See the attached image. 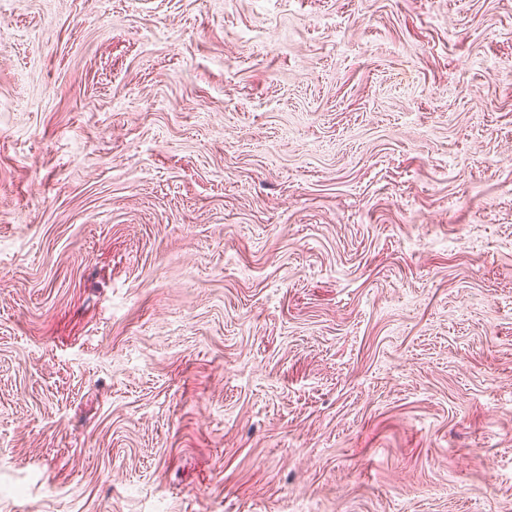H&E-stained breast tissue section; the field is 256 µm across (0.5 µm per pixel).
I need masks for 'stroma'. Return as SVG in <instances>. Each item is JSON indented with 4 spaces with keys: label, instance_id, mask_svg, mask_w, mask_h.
<instances>
[{
    "label": "stroma",
    "instance_id": "35a3bbf8",
    "mask_svg": "<svg viewBox=\"0 0 512 512\" xmlns=\"http://www.w3.org/2000/svg\"><path fill=\"white\" fill-rule=\"evenodd\" d=\"M0 512H512V0H0Z\"/></svg>",
    "mask_w": 512,
    "mask_h": 512
}]
</instances>
